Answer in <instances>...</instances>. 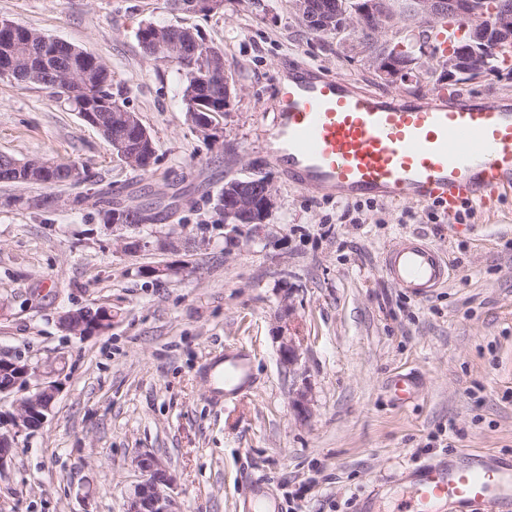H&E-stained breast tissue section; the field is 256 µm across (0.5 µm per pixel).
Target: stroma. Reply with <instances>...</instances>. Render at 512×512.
<instances>
[{"label":"stroma","mask_w":512,"mask_h":512,"mask_svg":"<svg viewBox=\"0 0 512 512\" xmlns=\"http://www.w3.org/2000/svg\"><path fill=\"white\" fill-rule=\"evenodd\" d=\"M1 18L95 53L156 162L132 170L50 89L0 80V154L51 155L91 175L54 187L51 210L33 205L44 188L0 183V357L56 363L60 384L46 423L0 471V512H122L142 451L175 475L182 512H240L251 477L283 512H357L376 485L372 512H396L416 463L512 457V192L473 203L464 224L386 200L354 224L347 201L290 184L264 156L282 66L394 93L351 37L306 34L288 0H225L207 15L172 13L167 0H0ZM146 22L193 28L223 52L238 93L212 137L194 128L174 67L144 52ZM255 166L275 207L259 237L225 238L212 198L225 175ZM99 190L173 215L128 230L149 245L126 252ZM412 235L448 263L447 285L425 300L382 271L384 252ZM165 264L181 274H139ZM91 303L111 309L109 330L81 339L60 327L61 313ZM287 327L301 343L292 369L280 356ZM237 346L258 384L219 408L196 371ZM400 373L416 380L405 404L386 389ZM300 391L304 416L292 406Z\"/></svg>","instance_id":"obj_1"}]
</instances>
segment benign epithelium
Wrapping results in <instances>:
<instances>
[{"label": "benign epithelium", "instance_id": "7a95c632", "mask_svg": "<svg viewBox=\"0 0 512 512\" xmlns=\"http://www.w3.org/2000/svg\"><path fill=\"white\" fill-rule=\"evenodd\" d=\"M409 9L433 21L452 17L464 22L465 26L458 32L457 40L444 47L436 63L425 48L411 56L404 43H393L391 35L405 30L402 23L397 21L394 26L384 29L389 50L385 55L367 61L369 70L384 83L417 85L436 76L439 82L448 84L460 77L476 81L490 74V52H512V11L496 9L489 0H410ZM367 12L375 15L382 24L393 17L382 0H369L359 10L361 14ZM26 39L24 27L15 23L0 25L1 42L16 44ZM168 48L175 60L186 63L198 56L211 57V51L200 41L189 42L177 34L172 36ZM66 69L83 76L91 71L88 60L76 49L67 52ZM106 107L104 101H92L85 106L82 116L99 129ZM275 204L276 190L271 181L245 183L237 196V207L250 211L255 219L251 224H226L224 229L235 237L244 232L255 233ZM60 324L66 332L85 338L99 334V329L86 325L74 311L61 315ZM280 339L282 362L292 368L300 360L299 345L291 335H282ZM14 392H22L24 396L15 400L12 412L0 415V470L11 461L18 438L33 429V419L44 424L59 393V383L50 380V373L40 367L26 366L19 370V378L13 386L0 389V396ZM135 465L141 479L126 498L124 512H180L169 494L174 486V476L162 459L145 451L137 455Z\"/></svg>", "mask_w": 512, "mask_h": 512}]
</instances>
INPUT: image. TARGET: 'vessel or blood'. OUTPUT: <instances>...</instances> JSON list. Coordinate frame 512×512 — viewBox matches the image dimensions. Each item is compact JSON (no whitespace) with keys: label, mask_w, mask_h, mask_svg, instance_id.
<instances>
[{"label":"vessel or blood","mask_w":512,"mask_h":512,"mask_svg":"<svg viewBox=\"0 0 512 512\" xmlns=\"http://www.w3.org/2000/svg\"><path fill=\"white\" fill-rule=\"evenodd\" d=\"M269 162L290 183L343 200L373 197L436 203L455 212L462 202H489L512 190V102L434 92L419 100L358 89L348 79L293 63L278 81L276 120L264 135ZM382 270L418 298L448 281L438 250L419 238L396 243ZM221 404L252 389L248 352L235 349L200 369ZM402 512H438L453 503L467 512H512V459L448 458L419 464ZM247 512H281L261 479L247 482Z\"/></svg>","instance_id":"b4317fda"}]
</instances>
